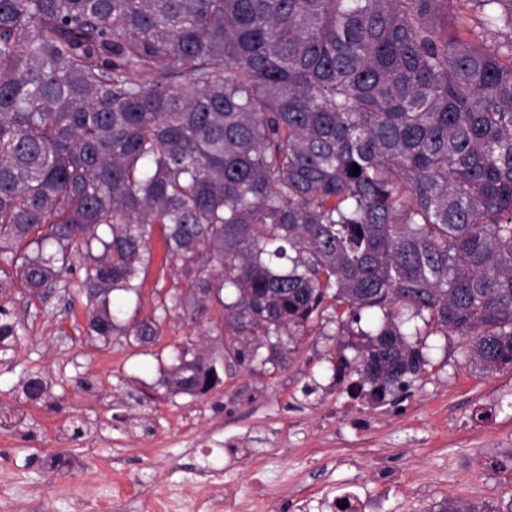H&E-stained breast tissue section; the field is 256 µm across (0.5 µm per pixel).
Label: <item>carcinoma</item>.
<instances>
[{"label": "carcinoma", "instance_id": "obj_1", "mask_svg": "<svg viewBox=\"0 0 512 512\" xmlns=\"http://www.w3.org/2000/svg\"><path fill=\"white\" fill-rule=\"evenodd\" d=\"M454 2L0 0V293L46 297L81 255L106 343L157 225L188 281L163 313L218 307L230 366H277L325 320L365 337L334 371L380 405L426 372L419 319L512 367V0H467L490 38L452 31ZM16 334L0 307V352ZM171 360V392L218 381L192 343Z\"/></svg>", "mask_w": 512, "mask_h": 512}]
</instances>
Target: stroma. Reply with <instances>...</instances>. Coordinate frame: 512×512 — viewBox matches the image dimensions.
Listing matches in <instances>:
<instances>
[{
  "instance_id": "1",
  "label": "stroma",
  "mask_w": 512,
  "mask_h": 512,
  "mask_svg": "<svg viewBox=\"0 0 512 512\" xmlns=\"http://www.w3.org/2000/svg\"><path fill=\"white\" fill-rule=\"evenodd\" d=\"M151 249L139 295L121 297L123 325L157 315L187 285L161 234ZM85 266L74 256L51 297L0 295L20 320L0 356V411L26 416L0 429V512H337L348 491L375 499L377 512L512 500V368L480 370L459 337L421 336L427 373L380 406L336 378V326L322 322L279 367L262 348L256 361L221 367L209 392L173 395L160 369L189 340L220 357L221 311L196 323L170 312L148 348L93 340ZM29 370L48 381L45 401L24 398Z\"/></svg>"
}]
</instances>
